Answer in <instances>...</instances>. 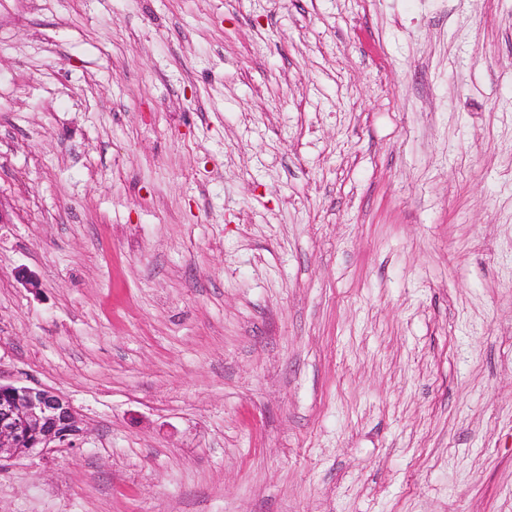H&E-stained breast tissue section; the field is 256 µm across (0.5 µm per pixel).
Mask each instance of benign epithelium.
Returning a JSON list of instances; mask_svg holds the SVG:
<instances>
[{"label": "benign epithelium", "mask_w": 512, "mask_h": 512, "mask_svg": "<svg viewBox=\"0 0 512 512\" xmlns=\"http://www.w3.org/2000/svg\"><path fill=\"white\" fill-rule=\"evenodd\" d=\"M82 435L81 419L63 395L0 383V461L72 447Z\"/></svg>", "instance_id": "1"}]
</instances>
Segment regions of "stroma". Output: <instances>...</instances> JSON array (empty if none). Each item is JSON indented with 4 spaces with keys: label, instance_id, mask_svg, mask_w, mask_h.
Wrapping results in <instances>:
<instances>
[{
    "label": "stroma",
    "instance_id": "obj_1",
    "mask_svg": "<svg viewBox=\"0 0 512 512\" xmlns=\"http://www.w3.org/2000/svg\"><path fill=\"white\" fill-rule=\"evenodd\" d=\"M0 207V512H512V0H0ZM81 425L74 406L58 392L0 382V461L74 447Z\"/></svg>",
    "mask_w": 512,
    "mask_h": 512
}]
</instances>
